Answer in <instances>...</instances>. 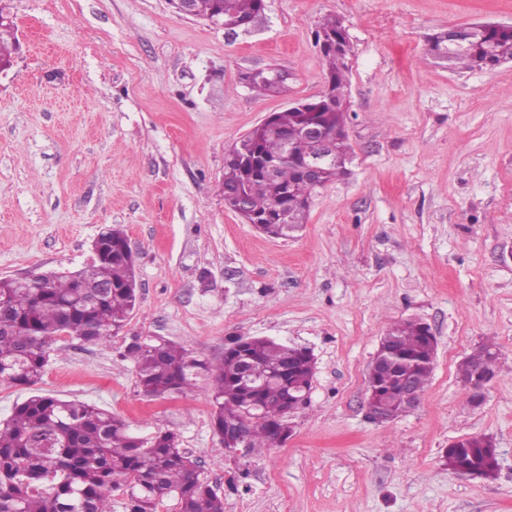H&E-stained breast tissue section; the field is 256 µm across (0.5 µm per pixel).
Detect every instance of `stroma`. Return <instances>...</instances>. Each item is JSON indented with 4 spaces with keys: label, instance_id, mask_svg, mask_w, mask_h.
<instances>
[{
    "label": "stroma",
    "instance_id": "stroma-1",
    "mask_svg": "<svg viewBox=\"0 0 512 512\" xmlns=\"http://www.w3.org/2000/svg\"><path fill=\"white\" fill-rule=\"evenodd\" d=\"M19 50L0 73V279L77 271L103 228L124 230L137 302L124 330L50 345L42 393L108 409L143 435L175 432L224 512H512V61L463 69L427 37L512 24V0H265L245 30L169 0H0ZM346 27L349 172L317 189L306 223L275 239L224 206V161L268 113L327 84L314 31ZM275 66L284 92L241 82ZM438 341L417 406L368 416V372L393 323ZM164 336L215 359L228 339L309 348L310 403L281 445L227 461L206 380L144 396L123 352ZM499 354L480 406L459 379ZM486 435L495 478L446 465ZM496 361L497 355L495 352H491L489 347L480 346L460 364L458 375L461 380H470L473 368L477 365H483L490 375V378H488L481 370H478L475 381L467 385L472 394H480L484 385L495 376Z\"/></svg>",
    "mask_w": 512,
    "mask_h": 512
}]
</instances>
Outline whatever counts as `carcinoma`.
<instances>
[{
  "mask_svg": "<svg viewBox=\"0 0 512 512\" xmlns=\"http://www.w3.org/2000/svg\"><path fill=\"white\" fill-rule=\"evenodd\" d=\"M201 15L223 21L250 18L264 0H195ZM315 41L323 52L331 86L329 103L317 100L312 110L286 109L236 145L226 158L224 186L245 189L251 210L264 212L286 195V223L267 228L288 237L307 218L315 187L303 180L291 161L282 163L278 180L262 173L264 163L279 159L285 143L303 157L310 150L303 138L309 123L331 136L336 166L329 181L346 174L350 160L345 131L347 59L351 52L343 24L329 17L317 26ZM429 50L452 58L462 68H492L512 60V28L487 23L461 47L448 45L439 32L429 37ZM19 44L15 28L0 23V64L12 65ZM102 250L82 271L53 275L40 282L0 279V381L24 385L32 392L0 421V512H112V489L123 486L129 512H159L165 501H177L178 512H224V497L200 478L198 463L180 448L178 435L158 431L133 434L130 425L110 411L79 400H65L35 389L49 362L50 342L67 331L72 338L98 344L120 333L137 299L135 263L125 254L124 231L107 227ZM437 339L419 322L390 327L376 357L384 368L368 379V406L404 413L400 398L405 381L423 389L434 369ZM123 357L135 368L136 384L147 397L194 390L201 375L209 379L212 427L224 436V422L249 417L252 441L272 444L286 403L312 386L315 362L308 351L266 337H236L221 358L210 361L161 336L129 343ZM497 355L480 346L460 364L462 380L482 365L496 373ZM448 468L459 473L496 476L498 458L492 438L473 436L446 450Z\"/></svg>",
  "mask_w": 512,
  "mask_h": 512,
  "instance_id": "obj_1",
  "label": "carcinoma"
}]
</instances>
